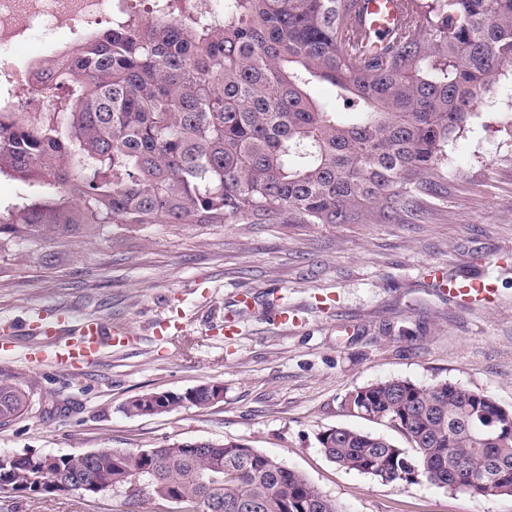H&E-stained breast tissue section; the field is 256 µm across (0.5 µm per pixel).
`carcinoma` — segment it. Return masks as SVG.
<instances>
[{
    "instance_id": "cac0c4a2",
    "label": "carcinoma",
    "mask_w": 512,
    "mask_h": 512,
    "mask_svg": "<svg viewBox=\"0 0 512 512\" xmlns=\"http://www.w3.org/2000/svg\"><path fill=\"white\" fill-rule=\"evenodd\" d=\"M381 52L364 46L357 0H224L198 18L175 5L112 17L64 66L68 88L31 117L0 111V177L27 187L0 210L16 246L94 236L103 224H393L419 196L446 192L445 145L512 64V0H406ZM326 82L343 108L314 99ZM220 387L148 392L129 417L207 408ZM410 443L347 427L319 434L339 467L385 484L422 481L512 496V428L485 440L489 395L390 379L345 400ZM28 395L0 382V426ZM76 476L123 504L204 512H340L301 473L236 442L0 456V489L66 493Z\"/></svg>"
}]
</instances>
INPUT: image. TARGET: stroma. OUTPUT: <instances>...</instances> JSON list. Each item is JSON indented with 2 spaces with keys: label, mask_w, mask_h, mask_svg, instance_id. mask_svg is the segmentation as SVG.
<instances>
[{
  "label": "stroma",
  "mask_w": 512,
  "mask_h": 512,
  "mask_svg": "<svg viewBox=\"0 0 512 512\" xmlns=\"http://www.w3.org/2000/svg\"><path fill=\"white\" fill-rule=\"evenodd\" d=\"M448 193L398 224L105 225L96 238L0 246V380L29 392L0 455L236 441L302 473L340 512H512V497L347 471L319 434L406 439L350 413L370 383L448 381L512 412V65L446 148ZM483 274L493 304L449 301L438 273ZM248 294L249 307L239 306ZM289 310L300 323L277 320ZM76 313L137 330L83 370L27 361L38 323ZM219 384L205 408L129 417L131 397ZM116 497L0 490V512H116Z\"/></svg>",
  "instance_id": "obj_1"
}]
</instances>
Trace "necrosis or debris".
<instances>
[{
    "instance_id": "1",
    "label": "necrosis or debris",
    "mask_w": 512,
    "mask_h": 512,
    "mask_svg": "<svg viewBox=\"0 0 512 512\" xmlns=\"http://www.w3.org/2000/svg\"><path fill=\"white\" fill-rule=\"evenodd\" d=\"M127 0H0V107L21 100L43 99L45 89L34 78L30 63L21 61L20 44L39 40L51 62L66 56L56 35L63 24L82 32L97 30L105 19L123 10Z\"/></svg>"
}]
</instances>
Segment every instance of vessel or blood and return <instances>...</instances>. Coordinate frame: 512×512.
I'll list each match as a JSON object with an SVG mask.
<instances>
[{
	"label": "vessel or blood",
	"mask_w": 512,
	"mask_h": 512,
	"mask_svg": "<svg viewBox=\"0 0 512 512\" xmlns=\"http://www.w3.org/2000/svg\"><path fill=\"white\" fill-rule=\"evenodd\" d=\"M402 0H359V11L366 31L375 35L374 48L385 45L400 20ZM491 286L481 280L460 285L449 281L448 296L452 299H469L490 293ZM43 335L49 336L51 358L55 364L65 368H79L99 358L103 341L116 345L124 344L126 330L109 328L95 318H85L77 325L65 328L57 324H42Z\"/></svg>",
	"instance_id": "1"
}]
</instances>
